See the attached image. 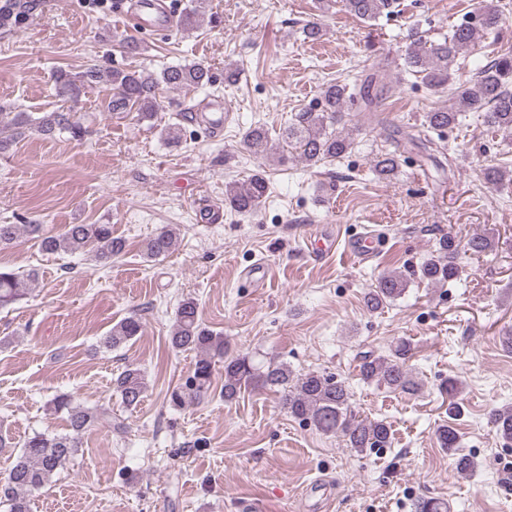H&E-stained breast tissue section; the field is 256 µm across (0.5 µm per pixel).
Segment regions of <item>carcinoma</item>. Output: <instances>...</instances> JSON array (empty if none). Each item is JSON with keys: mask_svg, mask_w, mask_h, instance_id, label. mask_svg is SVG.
<instances>
[{"mask_svg": "<svg viewBox=\"0 0 512 512\" xmlns=\"http://www.w3.org/2000/svg\"><path fill=\"white\" fill-rule=\"evenodd\" d=\"M207 0H191L181 18V26L192 29L204 14ZM396 0H343L350 15L370 22L393 12ZM40 0H0V30L15 31L38 18ZM502 26V13L491 0H478L474 16L455 26L448 36L428 43L411 33L410 44L403 57L404 72L421 79L435 93L448 87L452 66L457 59L469 54L476 44ZM104 82L112 87L106 110L114 114L136 113L139 121H155L159 109V94L163 88L203 87L212 82L209 70L199 64L179 65L155 72L147 68L90 67L84 72L59 70L56 83L60 93L76 100L95 83ZM400 80L388 82L371 79L358 88L345 80H337L323 87L320 102L314 108L296 113L282 133L281 140L288 151L282 159L293 156L314 167L327 160L345 156L353 148V132L357 128L340 130L336 125L345 117L348 104L357 99L364 104L363 111L375 112L379 104L392 97ZM466 112H479L487 126L512 137V55L496 57L478 67L474 81L458 87L448 106L434 108L423 114L424 126L433 132H443L459 124ZM34 130L53 138L68 133L80 139L86 133L74 112L51 111L34 117L28 112H7L0 105V153L6 152L17 138ZM243 144L255 156H266L273 150L268 132L261 126L248 129L242 136ZM374 172L378 179L392 181L399 172L397 152H384L375 157ZM512 172L489 168L484 172L485 184L491 188L503 184ZM269 191L265 175L255 172L242 182L232 183L224 193V207L238 214L256 211ZM34 240L47 253L84 254L95 265L106 267L119 256L124 242L112 236L110 224H68L53 233L41 224H0V248L12 245L19 235ZM177 241L176 229L164 226L142 244L144 255L156 259L169 254ZM493 250L492 240L474 234L466 240L451 232L443 234L428 259L419 267L420 282L429 286H445L459 277L460 255L480 256ZM36 273H20L0 268V308L24 298L32 291ZM410 281L397 271L379 274L374 287L365 295L368 310L376 311L402 297ZM142 331L141 318L127 316L112 326L103 338L106 348H117ZM172 348L195 350L200 358L184 387L172 392L174 405L188 398H199L207 393L212 375V359H224V402L237 399L241 391L272 390L279 394L281 405L294 419L316 430L339 437L348 447L359 452L367 449L388 448L392 435L382 420H364L352 409L351 397L344 382L333 375L317 371L297 374L286 362H258L249 354L226 356L224 337L203 327L199 321L197 303L188 298L179 305L170 334ZM410 345L402 340L387 354L369 352L359 365L360 376L367 383L383 385L389 389L416 393L421 384L406 369L405 360ZM121 402L127 407L140 404L147 390L141 370L126 368L113 383ZM50 405L56 414L67 418L68 432L49 434L34 432L28 435L5 481H0V504L7 512H31L30 499L34 491L49 484L57 471L73 458L81 448L82 435L98 425L112 426V413L101 407H86L74 402L65 393L53 397ZM499 436L512 442V406L495 408L489 415ZM436 440L443 448H456L459 436L456 429L443 425L436 431Z\"/></svg>", "mask_w": 512, "mask_h": 512, "instance_id": "obj_1", "label": "carcinoma"}]
</instances>
